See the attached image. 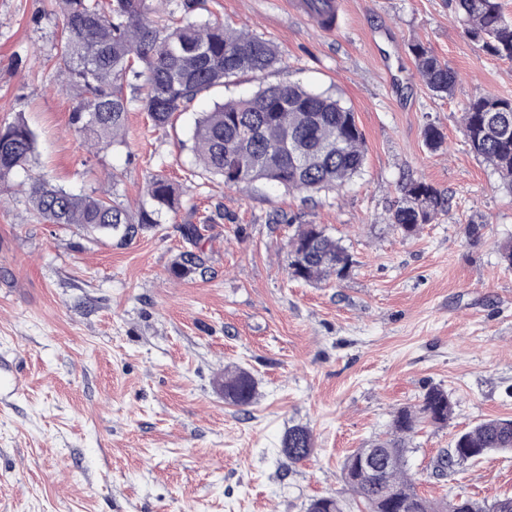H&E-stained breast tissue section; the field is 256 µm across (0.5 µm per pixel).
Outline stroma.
<instances>
[{"instance_id":"1","label":"stroma","mask_w":512,"mask_h":512,"mask_svg":"<svg viewBox=\"0 0 512 512\" xmlns=\"http://www.w3.org/2000/svg\"><path fill=\"white\" fill-rule=\"evenodd\" d=\"M343 2L328 33L286 0H194L191 18L269 40L282 63L197 98L163 129L129 112L124 143L96 150L70 121L50 0H0V124L21 116L36 135L31 163L0 182V512H306L328 495L364 512L342 461L432 386L448 391L453 414L410 439L418 491L512 495V454L436 470L456 433L512 418V269L498 257L512 240V196L460 123L476 94L512 98V62L469 40L448 0ZM416 41L458 72L451 96L428 91ZM289 82L342 97L364 137V172L310 200L198 174L201 113ZM429 123L445 135L435 151L423 143ZM152 174L182 205L126 244L33 219L23 192L41 176L134 209ZM409 178L446 191L449 206L405 236L389 214ZM276 212L340 238L349 276L291 278L288 230L268 221ZM189 251L205 274L173 277ZM228 365L256 379L247 410L217 385ZM294 425L315 437L297 464L280 451Z\"/></svg>"}]
</instances>
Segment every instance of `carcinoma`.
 Listing matches in <instances>:
<instances>
[{"label":"carcinoma","mask_w":512,"mask_h":512,"mask_svg":"<svg viewBox=\"0 0 512 512\" xmlns=\"http://www.w3.org/2000/svg\"><path fill=\"white\" fill-rule=\"evenodd\" d=\"M455 20L466 36L488 55L512 61V19L501 0H451ZM64 33L60 56L72 99L71 123L88 134L96 148L123 142L132 104L165 127L185 104L212 93L246 74L262 75L281 63L278 48L266 39L227 26L186 19L165 23L156 17L153 0H52ZM417 72L432 95L445 98L458 81L457 72L431 47L410 46ZM145 78V90L135 99L124 96L121 82ZM471 153L492 167L512 193V99L481 93L461 113ZM192 152L201 172L216 175L229 187L255 183L310 194L336 191L361 174L366 150L354 113L341 98L313 92L299 84L261 86L248 97L217 102L197 119ZM35 136L24 119L0 124V181L28 165ZM27 200L37 218L74 227L92 240L113 237L121 243L163 223L179 206L174 185L160 176L146 182L145 202L138 209L109 196L73 194L40 178L28 183ZM448 209V195L418 180L404 183L390 221L411 236ZM291 277L310 284L346 278L354 264L339 240L318 224H299L288 241ZM192 253L173 267L177 278L197 272ZM224 399L237 407L253 403L256 380L239 366L224 369ZM452 414L448 392L428 388L410 407L398 409L390 431L375 440L372 466L361 459L370 452L358 448L343 460L344 483L365 506V512H399L391 497L407 504L406 512H492V505L472 498L434 501L416 490L405 468L407 440L421 421L445 425ZM293 462L314 451L312 431L293 426L281 441ZM477 450L479 457L512 453V419L484 420L455 435L442 459L451 453ZM307 512H344L337 496L311 500Z\"/></svg>","instance_id":"1"}]
</instances>
